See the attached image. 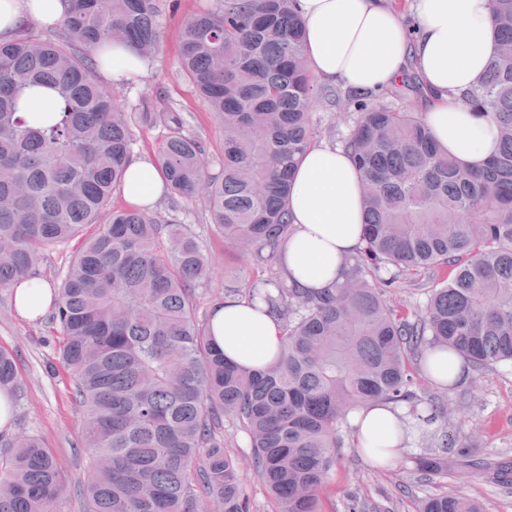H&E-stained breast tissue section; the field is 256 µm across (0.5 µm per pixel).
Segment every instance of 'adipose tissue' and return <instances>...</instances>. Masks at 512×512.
Wrapping results in <instances>:
<instances>
[{
	"label": "adipose tissue",
	"instance_id": "obj_1",
	"mask_svg": "<svg viewBox=\"0 0 512 512\" xmlns=\"http://www.w3.org/2000/svg\"><path fill=\"white\" fill-rule=\"evenodd\" d=\"M297 5L318 76L375 91L415 61L427 92L426 122L439 146L472 166L496 151L495 126L459 101L496 49L488 0H415L412 29L387 0H298ZM69 7V0H0V42L14 40L29 25L59 24ZM92 54L99 74L110 82L142 76L151 67L124 45L113 47L107 58L98 46ZM165 187L161 169L139 159L129 165L121 192L131 207L150 209ZM289 208L295 230L282 265L290 280L308 291L341 281L342 260L363 233L361 182L351 159L326 143L309 147L294 177ZM53 301L52 289L39 280L14 292L15 309L26 319L42 316ZM209 323L215 347L231 363L260 368L281 349L279 320L246 301L216 305ZM349 419L362 455L373 465H394L411 440L407 405L378 403L353 411Z\"/></svg>",
	"mask_w": 512,
	"mask_h": 512
}]
</instances>
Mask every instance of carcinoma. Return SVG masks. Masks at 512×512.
<instances>
[{
  "label": "carcinoma",
  "mask_w": 512,
  "mask_h": 512,
  "mask_svg": "<svg viewBox=\"0 0 512 512\" xmlns=\"http://www.w3.org/2000/svg\"><path fill=\"white\" fill-rule=\"evenodd\" d=\"M44 37L0 42V288L37 275L44 253L85 238L55 299L57 354L83 408L87 512H249L224 418L252 443V466L277 512H319L350 412L405 403L427 425L448 403L414 391L420 361L454 350L480 371L512 364V0H489L497 46L462 103L493 122L497 154L471 167L434 143L425 115L396 102L423 95L415 72L383 94L350 91L353 124L339 137L363 185L362 247L342 281L303 295L276 272L293 231L292 175L316 135V82L297 0H218L181 21L180 73L224 134L220 172L182 113L144 95L129 111L101 90L90 48L160 51L156 0H72ZM55 93L59 118L34 124L27 92ZM161 127L156 162L172 194L195 199L211 233L269 268L241 297L282 326L279 356L262 369L230 364L196 315L197 286L214 274L186 224L110 209L132 162L136 129ZM425 283L410 314L385 299L403 280ZM0 386L20 387L0 350ZM424 474L448 471L434 452ZM64 480L34 434L0 435V512H62ZM420 512H480L441 494Z\"/></svg>",
  "instance_id": "carcinoma-1"
}]
</instances>
